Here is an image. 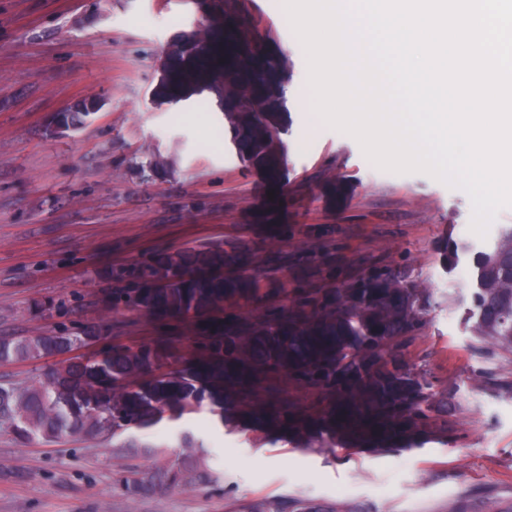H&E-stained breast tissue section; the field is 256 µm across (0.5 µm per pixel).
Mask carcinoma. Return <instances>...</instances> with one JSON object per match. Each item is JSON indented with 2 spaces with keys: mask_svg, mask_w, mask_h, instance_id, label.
I'll return each mask as SVG.
<instances>
[{
  "mask_svg": "<svg viewBox=\"0 0 512 512\" xmlns=\"http://www.w3.org/2000/svg\"><path fill=\"white\" fill-rule=\"evenodd\" d=\"M249 51L246 29H224L228 60ZM195 53L173 54L168 97L183 96L188 81L181 76L196 65ZM275 81L269 61L243 72L230 66L222 78L224 112L243 154L267 164L275 126L266 90ZM90 106L58 120L79 128ZM257 263V252L245 244H206L101 269L98 277L116 285L114 301L159 318L198 320L189 366L171 368V348L153 343L114 347L87 362L64 358L94 329L0 339V362L63 357L38 385L0 384V421L21 441L116 437L130 425L149 428L192 412L200 395L195 382L206 378L216 384L209 396L224 419L286 433L307 449L384 448L435 433L448 399L432 393L398 354L426 325L421 289L392 272L372 271L337 288L286 290V302L278 304L248 273ZM475 267L474 335L512 349V227Z\"/></svg>",
  "mask_w": 512,
  "mask_h": 512,
  "instance_id": "obj_1",
  "label": "carcinoma"
}]
</instances>
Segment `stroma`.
<instances>
[{
	"instance_id": "stroma-1",
	"label": "stroma",
	"mask_w": 512,
	"mask_h": 512,
	"mask_svg": "<svg viewBox=\"0 0 512 512\" xmlns=\"http://www.w3.org/2000/svg\"><path fill=\"white\" fill-rule=\"evenodd\" d=\"M232 13L280 65L275 169L242 159L205 89L161 96L169 60ZM278 0H0V336L83 332L100 346L175 340L191 320L112 306L98 270L211 242H246L274 288L302 266L337 281L391 270L423 289L426 326L399 347L448 397V430L413 448L313 452L288 437L194 411L111 436L25 442L0 426V512H512V353L472 333L473 259L492 251L466 192L372 163L350 134L310 125L294 94L308 79ZM82 128L56 115L89 98ZM463 246L446 265V242ZM192 437L194 447L183 445ZM182 471L172 486L162 474Z\"/></svg>"
}]
</instances>
